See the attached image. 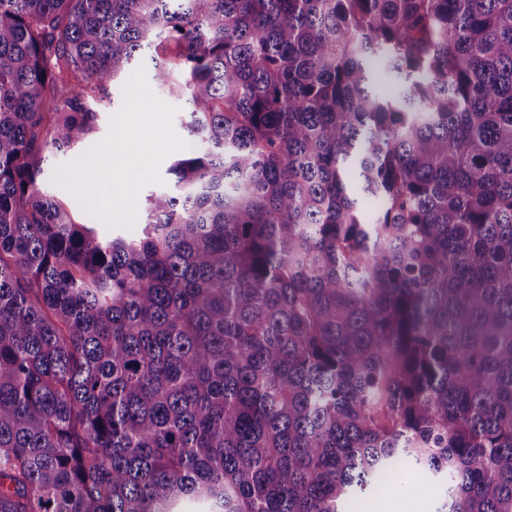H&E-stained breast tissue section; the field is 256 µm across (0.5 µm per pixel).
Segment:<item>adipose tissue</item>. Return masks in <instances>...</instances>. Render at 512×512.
I'll use <instances>...</instances> for the list:
<instances>
[{"mask_svg":"<svg viewBox=\"0 0 512 512\" xmlns=\"http://www.w3.org/2000/svg\"><path fill=\"white\" fill-rule=\"evenodd\" d=\"M156 119L153 113L144 109L122 112L112 118L116 133L110 147L94 161L84 164L80 174L94 187L91 200L94 204L110 208L112 215H121L117 199L131 200L136 188L129 183L115 184L112 181V167L117 158L127 155L131 149H145L150 142Z\"/></svg>","mask_w":512,"mask_h":512,"instance_id":"adipose-tissue-1","label":"adipose tissue"}]
</instances>
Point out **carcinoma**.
<instances>
[{"instance_id": "cac0c4a2", "label": "carcinoma", "mask_w": 512, "mask_h": 512, "mask_svg": "<svg viewBox=\"0 0 512 512\" xmlns=\"http://www.w3.org/2000/svg\"><path fill=\"white\" fill-rule=\"evenodd\" d=\"M145 54L189 150L102 242L42 176ZM407 467L512 512V0H0V512H342Z\"/></svg>"}]
</instances>
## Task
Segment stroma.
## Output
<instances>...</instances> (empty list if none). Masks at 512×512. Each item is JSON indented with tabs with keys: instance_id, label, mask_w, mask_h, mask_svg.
I'll return each mask as SVG.
<instances>
[{
	"instance_id": "obj_1",
	"label": "stroma",
	"mask_w": 512,
	"mask_h": 512,
	"mask_svg": "<svg viewBox=\"0 0 512 512\" xmlns=\"http://www.w3.org/2000/svg\"><path fill=\"white\" fill-rule=\"evenodd\" d=\"M151 76L152 64L143 58L132 65L126 76L111 82L107 97L97 107L99 115L93 144L84 149L54 154L45 169V190L70 208L76 222L93 225L98 238L102 240L118 236L127 239L138 237L144 222L147 195L173 187V177L168 169L175 161L179 144L185 135L182 123L189 111V104L186 98L162 95L154 87ZM135 89L158 101L157 130L150 146L155 161L149 172L138 177L135 199L124 215L115 221L89 200L80 183V164L95 156L105 144L112 142V115L126 111L132 98L131 92ZM428 482L427 475L415 470L403 473L396 479H386L383 488L374 489L351 502L349 512H367L369 505L390 496L417 499L422 505L421 512H436L440 499L438 495L427 491Z\"/></svg>"
}]
</instances>
